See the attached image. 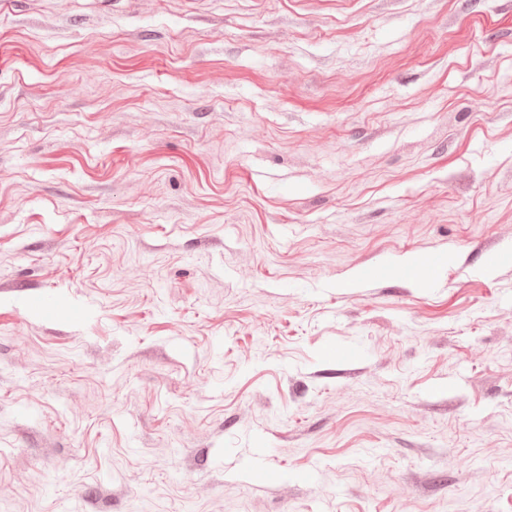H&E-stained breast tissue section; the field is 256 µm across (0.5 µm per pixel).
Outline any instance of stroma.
<instances>
[{
  "label": "stroma",
  "mask_w": 512,
  "mask_h": 512,
  "mask_svg": "<svg viewBox=\"0 0 512 512\" xmlns=\"http://www.w3.org/2000/svg\"><path fill=\"white\" fill-rule=\"evenodd\" d=\"M502 250L512 0H0V512H512Z\"/></svg>",
  "instance_id": "35a3bbf8"
}]
</instances>
